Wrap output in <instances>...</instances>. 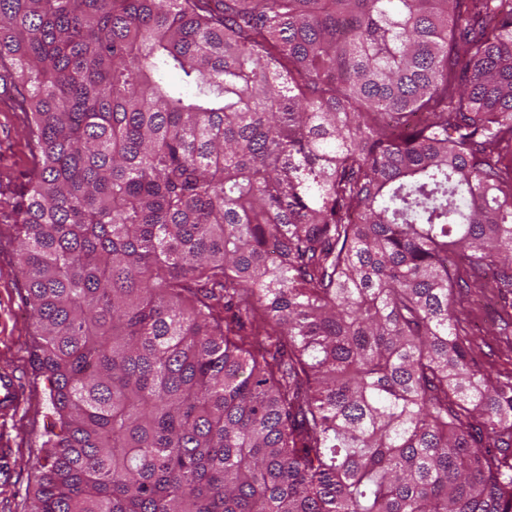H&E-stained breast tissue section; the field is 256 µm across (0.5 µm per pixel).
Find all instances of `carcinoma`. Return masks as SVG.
Segmentation results:
<instances>
[{
	"label": "carcinoma",
	"instance_id": "obj_1",
	"mask_svg": "<svg viewBox=\"0 0 512 512\" xmlns=\"http://www.w3.org/2000/svg\"><path fill=\"white\" fill-rule=\"evenodd\" d=\"M0 70L33 512H512V0H0ZM461 295L462 327L471 336L469 357L492 377L512 375V293L498 288L491 269Z\"/></svg>",
	"mask_w": 512,
	"mask_h": 512
}]
</instances>
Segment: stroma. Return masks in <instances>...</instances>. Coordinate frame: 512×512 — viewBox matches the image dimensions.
Here are the masks:
<instances>
[{
	"label": "stroma",
	"instance_id": "obj_1",
	"mask_svg": "<svg viewBox=\"0 0 512 512\" xmlns=\"http://www.w3.org/2000/svg\"><path fill=\"white\" fill-rule=\"evenodd\" d=\"M27 118L15 104L9 74L0 75V362L15 367L28 399L0 421V512H32L47 440L65 427L49 403L50 382L34 362L40 341L26 304L13 204L27 183L30 149ZM462 326L471 336L469 356L491 376L512 375V290L484 270L461 296Z\"/></svg>",
	"mask_w": 512,
	"mask_h": 512
}]
</instances>
